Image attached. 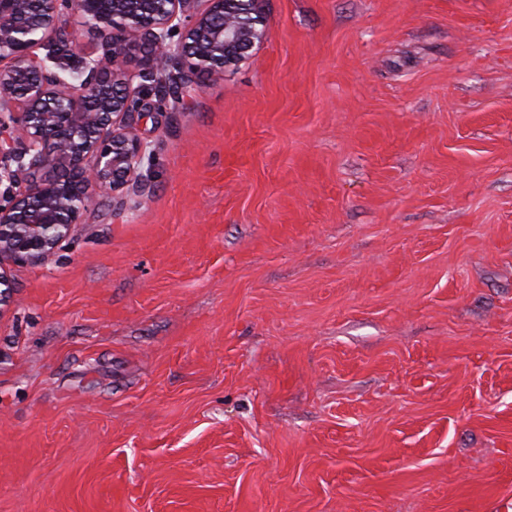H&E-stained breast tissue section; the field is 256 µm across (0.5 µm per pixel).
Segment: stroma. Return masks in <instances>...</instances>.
I'll return each instance as SVG.
<instances>
[{"label":"stroma","mask_w":512,"mask_h":512,"mask_svg":"<svg viewBox=\"0 0 512 512\" xmlns=\"http://www.w3.org/2000/svg\"><path fill=\"white\" fill-rule=\"evenodd\" d=\"M138 182L4 261L0 512H477L512 488V0H264Z\"/></svg>","instance_id":"35a3bbf8"}]
</instances>
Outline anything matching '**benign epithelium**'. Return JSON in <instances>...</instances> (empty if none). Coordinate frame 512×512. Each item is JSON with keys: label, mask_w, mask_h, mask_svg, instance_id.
<instances>
[{"label": "benign epithelium", "mask_w": 512, "mask_h": 512, "mask_svg": "<svg viewBox=\"0 0 512 512\" xmlns=\"http://www.w3.org/2000/svg\"><path fill=\"white\" fill-rule=\"evenodd\" d=\"M233 0H0V258L41 264L82 223L94 193L120 194L136 180L144 142L135 117L158 104L141 91L166 66L161 94L183 97L224 75L268 36L263 16L234 18ZM80 14L102 54L76 64L77 82L46 68L38 50L72 49L62 23ZM141 68L124 61L134 48Z\"/></svg>", "instance_id": "7a95c632"}]
</instances>
